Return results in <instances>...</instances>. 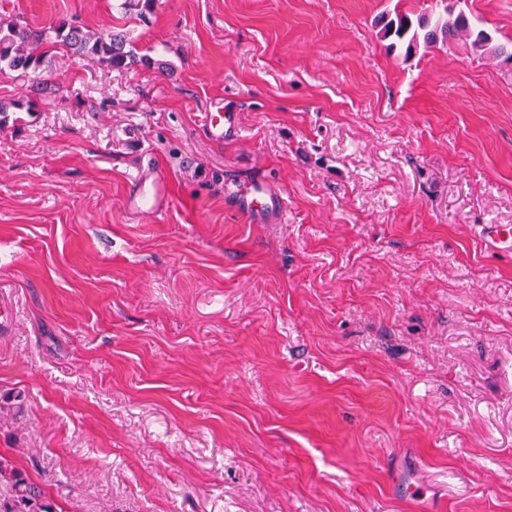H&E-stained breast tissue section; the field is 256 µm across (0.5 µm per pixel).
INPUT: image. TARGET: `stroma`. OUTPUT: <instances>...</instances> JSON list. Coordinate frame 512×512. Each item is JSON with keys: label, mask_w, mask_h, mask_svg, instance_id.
<instances>
[{"label": "stroma", "mask_w": 512, "mask_h": 512, "mask_svg": "<svg viewBox=\"0 0 512 512\" xmlns=\"http://www.w3.org/2000/svg\"><path fill=\"white\" fill-rule=\"evenodd\" d=\"M0 0L124 33L152 66L60 54L0 129V455L59 512H512V68L470 42L390 49L381 15L512 0ZM222 103L241 133L203 134ZM162 216L127 211L145 149ZM272 181L285 223L231 210ZM480 235L490 248L500 251H512L511 224H482ZM392 488L408 499L417 501L420 510L423 512H446L447 510V505L443 500L434 493L427 496L428 489L419 483H413L395 476L392 479Z\"/></svg>", "instance_id": "35a3bbf8"}]
</instances>
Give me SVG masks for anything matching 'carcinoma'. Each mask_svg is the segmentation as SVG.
Masks as SVG:
<instances>
[{
    "label": "carcinoma",
    "instance_id": "cac0c4a2",
    "mask_svg": "<svg viewBox=\"0 0 512 512\" xmlns=\"http://www.w3.org/2000/svg\"><path fill=\"white\" fill-rule=\"evenodd\" d=\"M156 0H121L124 14L142 20L153 11ZM384 36L407 44L406 51L418 45L427 47L438 43L449 44L457 39L471 41V45L492 58H504L512 63V51L503 46L490 45L491 38L483 30H474L463 13L438 16L435 19L420 16L413 20L398 16L383 25ZM54 49L77 56L89 63L108 69H126L134 65H151V58L138 56L134 45L123 34L101 35L61 17L48 27H34L20 15L4 22L0 20V76L14 75L28 78L37 74L45 57ZM22 409V395H0V413L17 415ZM10 483L12 496L0 504V512H57L45 489L25 477L12 462L0 457V481Z\"/></svg>",
    "mask_w": 512,
    "mask_h": 512
}]
</instances>
